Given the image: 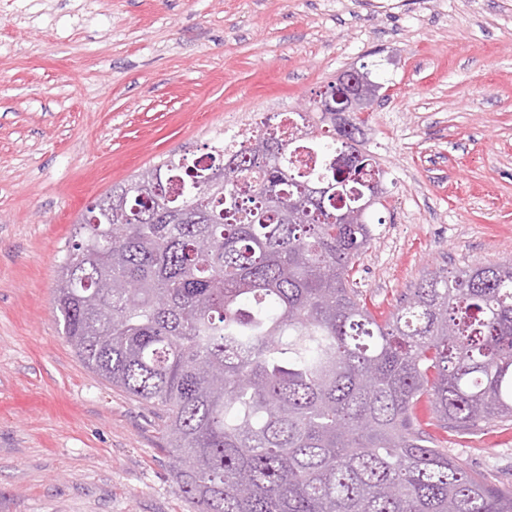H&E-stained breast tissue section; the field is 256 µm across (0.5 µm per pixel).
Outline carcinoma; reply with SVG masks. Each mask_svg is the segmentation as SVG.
<instances>
[{
	"label": "carcinoma",
	"mask_w": 512,
	"mask_h": 512,
	"mask_svg": "<svg viewBox=\"0 0 512 512\" xmlns=\"http://www.w3.org/2000/svg\"><path fill=\"white\" fill-rule=\"evenodd\" d=\"M345 92L317 93L293 140L266 116L91 202L57 271L62 335L157 410L198 512H512L415 415L424 399L460 436L512 420V261L429 271L374 314L352 275L369 212L340 217L384 173L359 140L343 156L323 107Z\"/></svg>",
	"instance_id": "carcinoma-1"
}]
</instances>
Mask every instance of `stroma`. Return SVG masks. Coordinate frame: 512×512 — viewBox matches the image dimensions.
I'll list each match as a JSON object with an SVG mask.
<instances>
[{
	"label": "stroma",
	"mask_w": 512,
	"mask_h": 512,
	"mask_svg": "<svg viewBox=\"0 0 512 512\" xmlns=\"http://www.w3.org/2000/svg\"><path fill=\"white\" fill-rule=\"evenodd\" d=\"M0 0V512H196L158 420L60 333L57 269L112 185L291 112L368 61L385 205L353 277L389 312L425 271L512 260V0ZM431 434L512 483V421Z\"/></svg>",
	"instance_id": "stroma-1"
}]
</instances>
